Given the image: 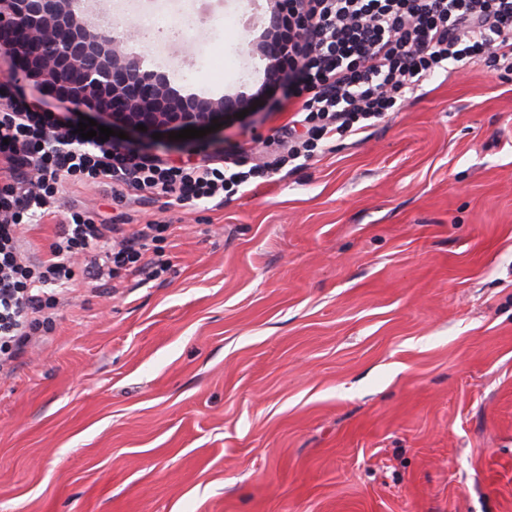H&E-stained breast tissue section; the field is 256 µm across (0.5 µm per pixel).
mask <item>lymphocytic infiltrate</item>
I'll return each instance as SVG.
<instances>
[{
    "mask_svg": "<svg viewBox=\"0 0 512 512\" xmlns=\"http://www.w3.org/2000/svg\"><path fill=\"white\" fill-rule=\"evenodd\" d=\"M273 10L277 24L260 47L282 65L288 92L276 109L291 117L257 153L235 143L174 165L112 138H82L22 88L9 91L0 111V372L26 354L42 314L75 281L166 268L156 244L169 225L99 222L79 210L58 225L48 255L31 252L27 221L54 213L63 182L111 188L119 201L220 202L329 140L364 133L447 69L476 59L512 76V0H275Z\"/></svg>",
    "mask_w": 512,
    "mask_h": 512,
    "instance_id": "1",
    "label": "lymphocytic infiltrate"
}]
</instances>
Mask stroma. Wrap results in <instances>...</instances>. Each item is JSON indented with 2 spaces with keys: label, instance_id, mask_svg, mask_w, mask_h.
<instances>
[{
  "label": "stroma",
  "instance_id": "obj_1",
  "mask_svg": "<svg viewBox=\"0 0 512 512\" xmlns=\"http://www.w3.org/2000/svg\"><path fill=\"white\" fill-rule=\"evenodd\" d=\"M243 0L196 8L161 42L181 94L257 86L266 26ZM108 4L123 52L154 0ZM63 102L0 50V85ZM272 100L214 131L129 145L166 154L275 136ZM164 221L168 269L79 285L0 377V512H512V79L438 76L368 129L223 205L118 202L63 183L62 215Z\"/></svg>",
  "mask_w": 512,
  "mask_h": 512
}]
</instances>
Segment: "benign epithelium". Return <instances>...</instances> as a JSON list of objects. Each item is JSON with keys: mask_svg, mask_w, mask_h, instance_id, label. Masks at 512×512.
Listing matches in <instances>:
<instances>
[{"mask_svg": "<svg viewBox=\"0 0 512 512\" xmlns=\"http://www.w3.org/2000/svg\"><path fill=\"white\" fill-rule=\"evenodd\" d=\"M76 0H0V46L22 55L43 81L77 105L99 107L132 126L197 129L216 116L212 101L183 96L122 53L111 28L89 32Z\"/></svg>", "mask_w": 512, "mask_h": 512, "instance_id": "obj_1", "label": "benign epithelium"}]
</instances>
